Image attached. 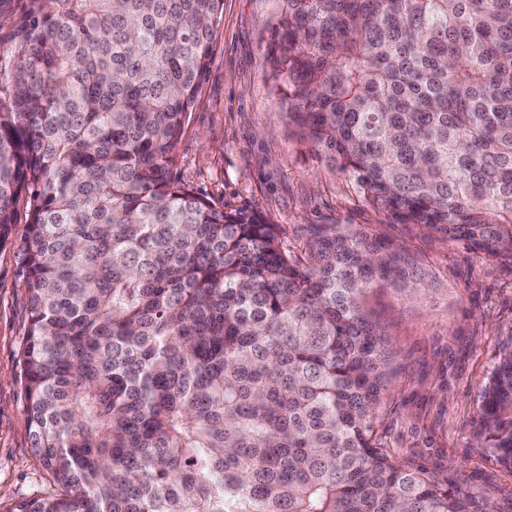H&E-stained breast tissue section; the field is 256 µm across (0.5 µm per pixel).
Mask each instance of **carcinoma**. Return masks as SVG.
<instances>
[{"mask_svg":"<svg viewBox=\"0 0 512 512\" xmlns=\"http://www.w3.org/2000/svg\"><path fill=\"white\" fill-rule=\"evenodd\" d=\"M0 70V245L19 198L31 448L18 512H500L374 439L392 244L297 247L173 175L224 0H29ZM289 122L391 224L512 257V0H278ZM479 438L512 468V347Z\"/></svg>","mask_w":512,"mask_h":512,"instance_id":"1","label":"carcinoma"}]
</instances>
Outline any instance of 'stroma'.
Returning a JSON list of instances; mask_svg holds the SVG:
<instances>
[{
	"instance_id": "1",
	"label": "stroma",
	"mask_w": 512,
	"mask_h": 512,
	"mask_svg": "<svg viewBox=\"0 0 512 512\" xmlns=\"http://www.w3.org/2000/svg\"><path fill=\"white\" fill-rule=\"evenodd\" d=\"M278 0H224L208 72L174 150L173 172L225 211L262 215L291 246L335 224L399 245L425 272L417 288H377L370 319L391 339L394 375L379 409V446L396 460L491 492L512 512V468L478 440L481 396L512 346V259L473 252L417 224H391L324 154L301 142L271 75ZM18 202L0 247V512L52 492L30 448L18 353L28 328L17 247L28 232Z\"/></svg>"
}]
</instances>
